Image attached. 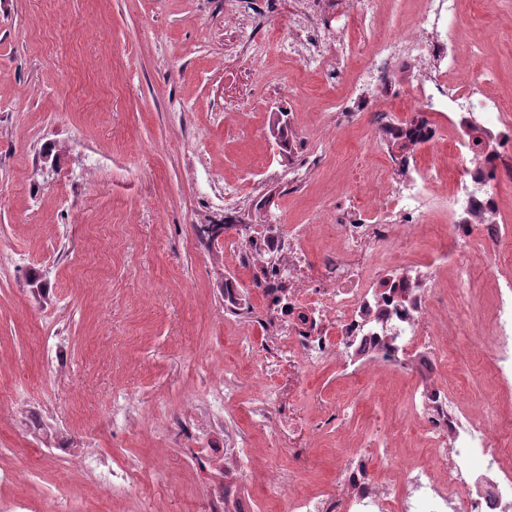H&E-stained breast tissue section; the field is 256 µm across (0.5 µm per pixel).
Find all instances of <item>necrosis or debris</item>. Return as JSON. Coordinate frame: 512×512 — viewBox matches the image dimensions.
I'll list each match as a JSON object with an SVG mask.
<instances>
[{
  "mask_svg": "<svg viewBox=\"0 0 512 512\" xmlns=\"http://www.w3.org/2000/svg\"><path fill=\"white\" fill-rule=\"evenodd\" d=\"M369 2L352 4L360 24L371 28L369 38L336 40L331 51L296 10L289 54L336 74L360 60L348 97L357 106L406 73L420 110L445 121L425 124L426 142L447 147L460 176L448 192L439 188L438 168L415 160L407 161L404 176L388 170L379 180L367 165L335 223L292 224L272 236L259 230L244 236L226 225L225 251L238 266L261 273V303H241L236 277L225 276L224 318L240 327L243 365L212 373L210 402L229 403L224 385L231 380L255 388L245 409L284 448L288 463L271 470L268 483L287 496L291 512H512V416L490 417L488 405L458 395L438 373L467 325L471 301L489 289L494 302L480 321L487 341L479 355L498 395L512 396V212L503 209L500 194L512 182V106L487 94L493 70H469L459 35L474 21L462 16L458 0H426L408 31L389 36L375 30ZM470 127L483 128L494 144L491 154L473 146ZM438 214L448 218L439 266L451 269L462 287L455 306L438 286L439 266L398 258L400 246ZM319 230L336 245L313 275L305 243ZM254 323L273 328L265 344H256ZM331 364L357 390L345 402L319 404L336 421L374 394L377 372L410 368L419 384L407 396L404 420L374 416L356 447L337 449L335 486L302 493L297 473L316 430L301 432L286 422L287 402L274 378L287 366L292 386L301 390Z\"/></svg>",
  "mask_w": 512,
  "mask_h": 512,
  "instance_id": "4bbe7bcc",
  "label": "necrosis or debris"
}]
</instances>
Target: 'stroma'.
I'll return each instance as SVG.
<instances>
[{"instance_id": "35a3bbf8", "label": "stroma", "mask_w": 512, "mask_h": 512, "mask_svg": "<svg viewBox=\"0 0 512 512\" xmlns=\"http://www.w3.org/2000/svg\"><path fill=\"white\" fill-rule=\"evenodd\" d=\"M0 0V484L11 512H206L235 482L226 461L200 473L195 451L224 445L207 368L238 362L224 319V272L244 285L223 241L198 229L270 199L275 224H332L354 186L368 114L337 122L358 69L340 76L288 53L290 0ZM486 30L479 60L512 100V11L460 0ZM424 0H378L384 34L407 29ZM288 114L319 138L323 160L295 183L297 159L270 135ZM250 136H242L241 127ZM481 334L451 349L463 396L491 395L471 360ZM228 411L248 436L259 512H289L264 482L286 465L266 430ZM376 402L326 428L299 481L336 479V441L364 435ZM92 457L94 467L76 464ZM147 474L115 498L102 475Z\"/></svg>"}]
</instances>
